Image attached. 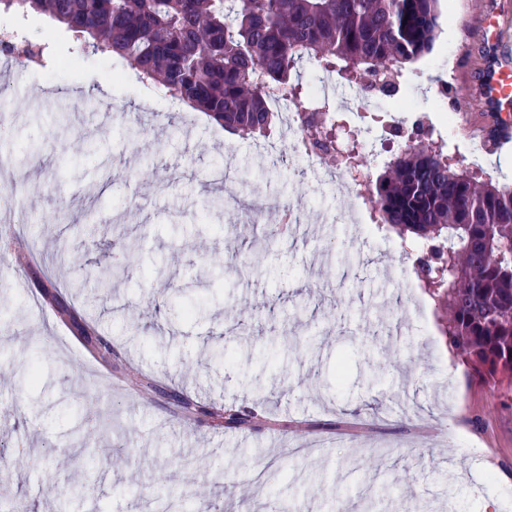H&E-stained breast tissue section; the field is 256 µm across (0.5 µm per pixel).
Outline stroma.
I'll return each mask as SVG.
<instances>
[{
	"label": "stroma",
	"mask_w": 512,
	"mask_h": 512,
	"mask_svg": "<svg viewBox=\"0 0 512 512\" xmlns=\"http://www.w3.org/2000/svg\"><path fill=\"white\" fill-rule=\"evenodd\" d=\"M442 27L424 68L407 65L405 95L389 118L424 115L429 140L481 180L512 185V149L475 151L490 124L479 75L489 49L473 20L512 18V0H441ZM45 47L26 66L30 97L0 147L33 148L12 182L29 219L0 234V486L12 512H512V404L471 377L442 330L444 313L416 274L413 238L323 223L349 211L335 184L293 172L272 126L242 138L196 109H167L156 85L115 57L74 58L71 32L42 14L14 17ZM109 72L112 92L86 77ZM458 111L437 102L440 81ZM66 106L81 136L62 135L45 98ZM92 98L96 111L82 108ZM229 171L263 197L291 201L298 222L282 243L276 215L244 222L243 198L215 234L198 216L218 194L210 175ZM30 256L16 263L12 238ZM125 269L110 299L94 286L67 294L100 334L120 344L152 390L109 393L78 328L44 299L63 286L51 262ZM224 273L208 276L213 261ZM41 380L29 385L24 366ZM199 412L187 415L182 398ZM111 417V431L71 447L78 406ZM250 423L224 424L215 406ZM397 489L380 495L384 478ZM86 485L78 498L69 486ZM158 486L150 496L143 485Z\"/></svg>",
	"instance_id": "35a3bbf8"
}]
</instances>
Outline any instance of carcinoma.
<instances>
[{"instance_id": "obj_1", "label": "carcinoma", "mask_w": 512, "mask_h": 512, "mask_svg": "<svg viewBox=\"0 0 512 512\" xmlns=\"http://www.w3.org/2000/svg\"><path fill=\"white\" fill-rule=\"evenodd\" d=\"M27 16L47 13L92 47L122 58L170 97L198 107L240 135L271 125L267 88L299 97L292 70L303 59L327 72L361 71L398 91L395 66L429 56L441 29L439 0H0ZM0 53L27 59L42 48L0 37ZM313 143L329 129L304 115ZM412 145L374 182L377 223L422 240L418 270L446 305L449 336L462 364L512 393V188L477 184L442 149ZM108 367L114 346L86 331Z\"/></svg>"}]
</instances>
